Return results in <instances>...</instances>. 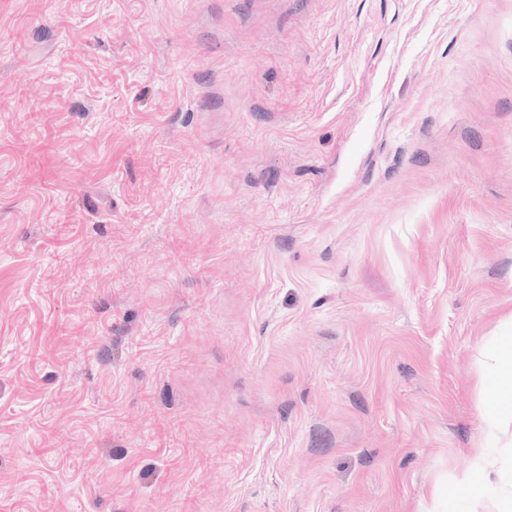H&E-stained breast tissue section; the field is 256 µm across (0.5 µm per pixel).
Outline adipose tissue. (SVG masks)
Listing matches in <instances>:
<instances>
[{"label":"adipose tissue","mask_w":512,"mask_h":512,"mask_svg":"<svg viewBox=\"0 0 512 512\" xmlns=\"http://www.w3.org/2000/svg\"><path fill=\"white\" fill-rule=\"evenodd\" d=\"M495 362L482 378L486 390L485 418L488 438H496L500 428L512 425V334L498 338Z\"/></svg>","instance_id":"ef3b65f1"}]
</instances>
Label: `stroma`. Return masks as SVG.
I'll return each instance as SVG.
<instances>
[{
  "instance_id": "stroma-1",
  "label": "stroma",
  "mask_w": 512,
  "mask_h": 512,
  "mask_svg": "<svg viewBox=\"0 0 512 512\" xmlns=\"http://www.w3.org/2000/svg\"><path fill=\"white\" fill-rule=\"evenodd\" d=\"M512 330V0H0V512H430Z\"/></svg>"
}]
</instances>
